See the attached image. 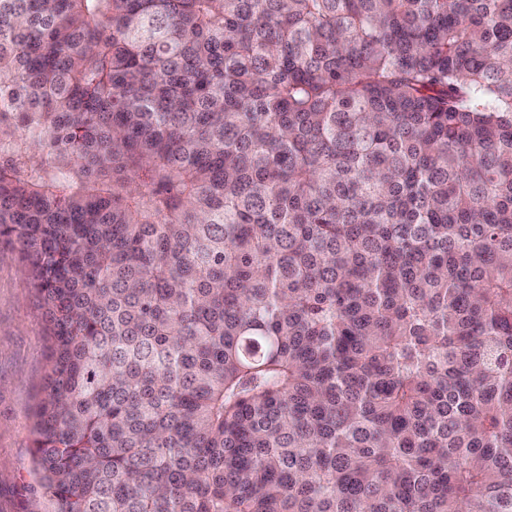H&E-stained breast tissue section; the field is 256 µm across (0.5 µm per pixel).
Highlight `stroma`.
I'll use <instances>...</instances> for the list:
<instances>
[{"label": "stroma", "instance_id": "1", "mask_svg": "<svg viewBox=\"0 0 512 512\" xmlns=\"http://www.w3.org/2000/svg\"><path fill=\"white\" fill-rule=\"evenodd\" d=\"M44 310L16 243L0 239V512H47L32 431L48 380Z\"/></svg>", "mask_w": 512, "mask_h": 512}]
</instances>
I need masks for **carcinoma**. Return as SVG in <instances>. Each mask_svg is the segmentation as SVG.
Instances as JSON below:
<instances>
[{
    "label": "carcinoma",
    "mask_w": 512,
    "mask_h": 512,
    "mask_svg": "<svg viewBox=\"0 0 512 512\" xmlns=\"http://www.w3.org/2000/svg\"><path fill=\"white\" fill-rule=\"evenodd\" d=\"M0 237L51 512H512V0H0Z\"/></svg>",
    "instance_id": "1"
}]
</instances>
